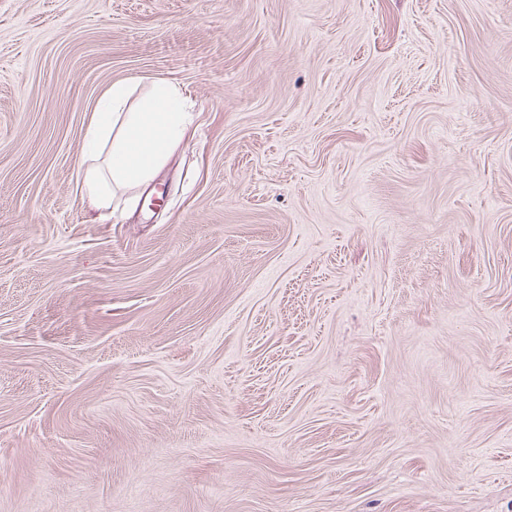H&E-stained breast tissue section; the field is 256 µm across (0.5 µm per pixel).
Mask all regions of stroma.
<instances>
[{"instance_id":"stroma-1","label":"stroma","mask_w":512,"mask_h":512,"mask_svg":"<svg viewBox=\"0 0 512 512\" xmlns=\"http://www.w3.org/2000/svg\"><path fill=\"white\" fill-rule=\"evenodd\" d=\"M193 124L128 205L113 81ZM0 512H512V0H0ZM133 88L127 80L112 82L86 127L81 186L98 207L153 180L191 123L172 82H153L135 100Z\"/></svg>"}]
</instances>
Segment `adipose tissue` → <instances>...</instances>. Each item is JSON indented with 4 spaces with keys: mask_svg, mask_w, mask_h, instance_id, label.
Instances as JSON below:
<instances>
[{
    "mask_svg": "<svg viewBox=\"0 0 512 512\" xmlns=\"http://www.w3.org/2000/svg\"><path fill=\"white\" fill-rule=\"evenodd\" d=\"M191 123L175 84L158 81L141 95L132 83L112 82L85 131L79 162L84 192L111 206L127 190L149 183L183 140Z\"/></svg>",
    "mask_w": 512,
    "mask_h": 512,
    "instance_id": "ef3b65f1",
    "label": "adipose tissue"
}]
</instances>
